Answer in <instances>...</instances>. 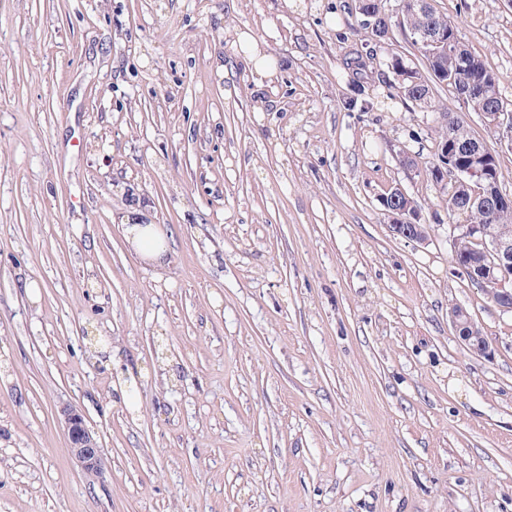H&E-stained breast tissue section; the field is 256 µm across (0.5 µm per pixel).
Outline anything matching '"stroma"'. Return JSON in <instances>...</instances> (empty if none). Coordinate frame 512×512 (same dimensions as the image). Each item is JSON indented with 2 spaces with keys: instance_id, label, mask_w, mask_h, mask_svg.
<instances>
[{
  "instance_id": "1",
  "label": "stroma",
  "mask_w": 512,
  "mask_h": 512,
  "mask_svg": "<svg viewBox=\"0 0 512 512\" xmlns=\"http://www.w3.org/2000/svg\"><path fill=\"white\" fill-rule=\"evenodd\" d=\"M432 4L512 109V0ZM364 39L354 0H0V512H512V313L393 152L431 161L443 107L488 132L440 85L347 110ZM393 212L395 214L384 210V213L391 217L388 227L394 237L415 243H423L426 240L427 231L422 227L426 228V224H418L420 219L418 213L406 208H394ZM125 225L126 239L132 248L147 262L157 267L166 264L168 248L163 234L154 224H139L129 219ZM451 322L458 339L474 355L486 357L491 354L489 342L481 327L477 332V323L469 311L461 304H454L449 311ZM70 451L89 474H99L104 467V457L97 439L87 428L83 416L74 409L63 411Z\"/></svg>"
}]
</instances>
